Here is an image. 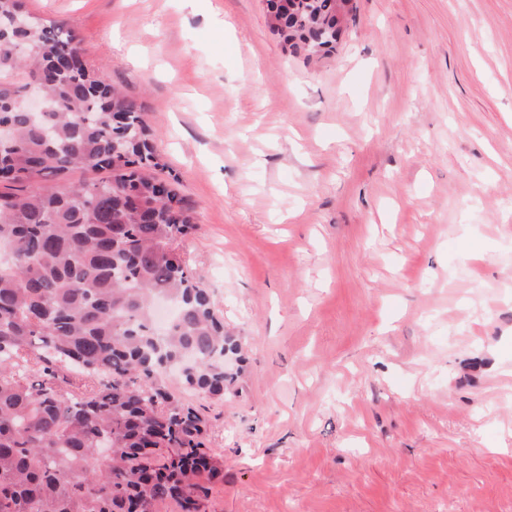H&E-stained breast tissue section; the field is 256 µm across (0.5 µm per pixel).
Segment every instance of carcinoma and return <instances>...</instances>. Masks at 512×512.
<instances>
[{"mask_svg": "<svg viewBox=\"0 0 512 512\" xmlns=\"http://www.w3.org/2000/svg\"><path fill=\"white\" fill-rule=\"evenodd\" d=\"M268 2L293 53L336 50L333 0H302L297 17ZM20 13L0 39V512H157L167 500L206 512L224 464L204 416L168 390L165 362L191 359L187 388L222 396L240 343L180 253L193 206L177 178L155 176L165 165L137 103L88 67L72 32L0 0V15ZM31 78L39 114L25 108ZM74 170L110 177L46 186ZM160 297L177 306L162 334Z\"/></svg>", "mask_w": 512, "mask_h": 512, "instance_id": "carcinoma-1", "label": "carcinoma"}]
</instances>
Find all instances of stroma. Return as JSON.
Segmentation results:
<instances>
[{"label":"stroma","instance_id":"stroma-1","mask_svg":"<svg viewBox=\"0 0 512 512\" xmlns=\"http://www.w3.org/2000/svg\"><path fill=\"white\" fill-rule=\"evenodd\" d=\"M140 105L180 250L245 357L167 384L208 512H512V0H352L330 55L265 0H26Z\"/></svg>","mask_w":512,"mask_h":512}]
</instances>
